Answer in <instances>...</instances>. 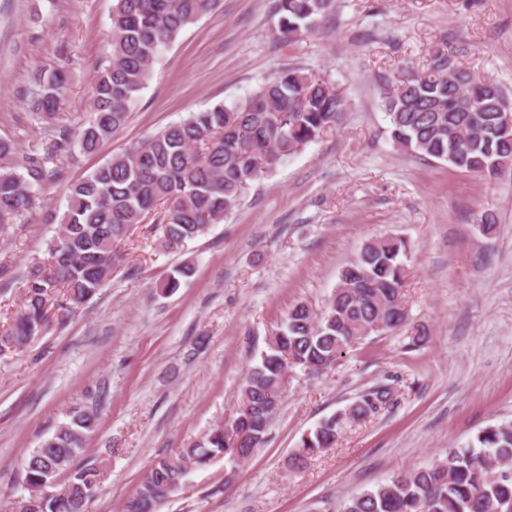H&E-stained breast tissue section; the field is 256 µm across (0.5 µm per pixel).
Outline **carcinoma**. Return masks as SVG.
I'll return each mask as SVG.
<instances>
[{
	"label": "carcinoma",
	"instance_id": "obj_1",
	"mask_svg": "<svg viewBox=\"0 0 512 512\" xmlns=\"http://www.w3.org/2000/svg\"><path fill=\"white\" fill-rule=\"evenodd\" d=\"M217 0H114L107 39L108 64L96 75L92 119L76 133L54 123L67 74H39L28 92L35 115L49 125L48 138L17 163L14 145L0 139V228L35 204L38 191L61 176L54 161L75 149L95 152L122 128L131 104L148 83L161 51ZM332 0H275L277 28L286 40L313 31ZM502 86L484 87L473 71L448 70V47L435 48L422 71H409L385 91L391 137L403 151L448 162L452 168L491 180L512 171V136L499 134ZM345 101L325 79L287 68L230 106L194 112L160 130L71 185L61 227L47 244V258L32 265L19 311L0 335V358L42 335L48 303L71 311L86 303L122 261L118 246L133 226L147 224L159 248L174 252L220 223L239 205L251 183L282 158L319 138L344 110ZM409 251L400 237L366 243L345 266L320 310L298 303L248 368L241 404L227 424L217 425L174 458L146 475L126 512H155L175 492L186 465L224 456L240 464L264 441L279 407L283 379L301 366L319 373L336 364L357 342L401 329L408 321L403 299ZM184 264L160 285L172 293L190 275ZM394 402L378 385L303 434L296 465L335 447L349 426ZM31 453L24 466L28 497L15 512H85L104 478L94 466L74 467L94 413L74 408ZM66 474L60 489L47 491ZM336 512H512V423L488 426L475 443L451 448L443 460L398 473L375 488L339 502Z\"/></svg>",
	"mask_w": 512,
	"mask_h": 512
}]
</instances>
